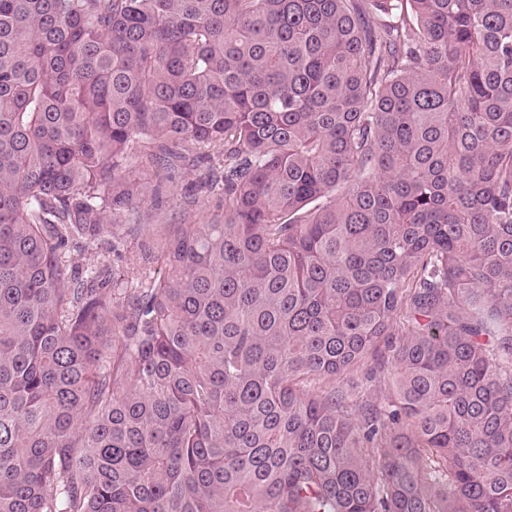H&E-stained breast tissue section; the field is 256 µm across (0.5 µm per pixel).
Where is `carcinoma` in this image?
Masks as SVG:
<instances>
[{"mask_svg": "<svg viewBox=\"0 0 512 512\" xmlns=\"http://www.w3.org/2000/svg\"><path fill=\"white\" fill-rule=\"evenodd\" d=\"M0 512H512V0H0ZM171 181L162 180L153 174L151 175V182L154 188L158 187V192L154 199V206L148 213L152 224H172L170 229H174L178 224H201L205 221L207 211L212 209L216 196L208 193L196 192L197 201L196 205L189 206L188 189L193 184V173L188 170H176L173 174ZM371 365L372 358L366 359L364 364L361 365L357 370H352L350 373H348L346 375V379L351 385L358 384V387L354 392L357 393L359 391L361 398L363 397L364 399L368 398L373 400H380L383 395H385V384L383 382V377L380 379L379 376H377L375 381H367L366 372Z\"/></svg>", "mask_w": 512, "mask_h": 512, "instance_id": "carcinoma-1", "label": "carcinoma"}]
</instances>
